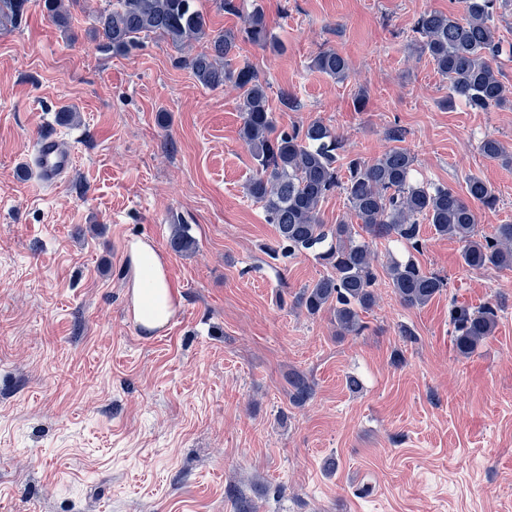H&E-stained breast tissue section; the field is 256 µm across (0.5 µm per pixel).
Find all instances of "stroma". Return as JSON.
<instances>
[{"label": "stroma", "mask_w": 512, "mask_h": 512, "mask_svg": "<svg viewBox=\"0 0 512 512\" xmlns=\"http://www.w3.org/2000/svg\"><path fill=\"white\" fill-rule=\"evenodd\" d=\"M256 1L278 45L242 43L237 61L267 84L277 127L322 120L367 159L400 127L419 178L461 193L479 176L498 197L480 229L512 223V164L480 151L487 137L512 150V105L449 101L413 41L420 13L461 0H233V14L200 0L224 30ZM104 4L83 0L61 28L31 0L0 27V512H233L231 485L261 494L260 512H512V270H469L457 243L428 236L418 260L446 292L407 308L379 276L367 330L337 336L330 314L293 305L324 267L263 250L276 234L246 194L239 89L202 88L158 37L99 53ZM327 48L347 58L344 82L312 69ZM64 107L79 123H59ZM46 130L75 154L52 189L26 162ZM176 224L195 250L171 248ZM135 240L176 293L152 332L131 310ZM454 301L499 306L468 357L450 341ZM294 371L313 384L300 406ZM289 401L294 405H302L309 400L313 394V387L307 377L299 372L292 373L288 377Z\"/></svg>", "instance_id": "obj_1"}]
</instances>
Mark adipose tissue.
<instances>
[{"mask_svg": "<svg viewBox=\"0 0 512 512\" xmlns=\"http://www.w3.org/2000/svg\"><path fill=\"white\" fill-rule=\"evenodd\" d=\"M129 261L134 272L133 311L145 327L158 329L171 316L173 293L157 251L140 240L129 246Z\"/></svg>", "mask_w": 512, "mask_h": 512, "instance_id": "obj_1", "label": "adipose tissue"}]
</instances>
